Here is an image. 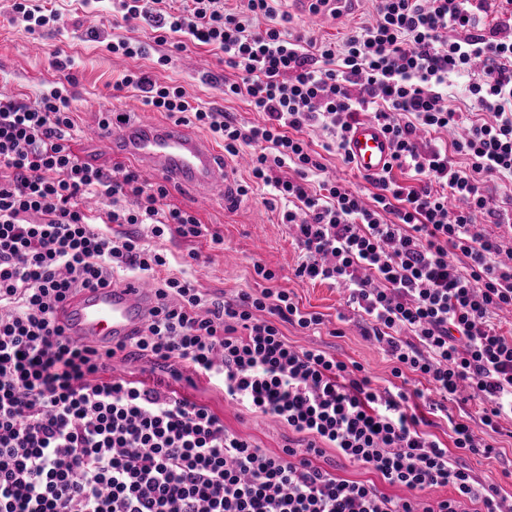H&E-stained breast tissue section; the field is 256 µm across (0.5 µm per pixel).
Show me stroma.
Segmentation results:
<instances>
[{
  "label": "stroma",
  "mask_w": 512,
  "mask_h": 512,
  "mask_svg": "<svg viewBox=\"0 0 512 512\" xmlns=\"http://www.w3.org/2000/svg\"><path fill=\"white\" fill-rule=\"evenodd\" d=\"M51 5L61 14V28L33 34L26 30L24 22L9 23L12 0H0V85L20 97L36 99L61 79L52 65L55 55L71 57L75 78L70 88L71 109L76 125L71 146L94 164L117 176L128 166L127 160L113 156L111 136L99 129L105 113L126 114L134 123L165 118L164 113L145 106L140 92L134 89L113 93V84L137 68L153 70L160 82L183 86L200 107H217L235 113L245 122L258 120V113L246 101L225 98L224 81L233 78L234 73L225 67L222 53L192 44L180 51L163 50L156 45V33L148 24L113 25L110 0H98L92 12L81 9L78 0H52ZM275 8L291 17L292 27L305 28L307 34L320 41L341 40L350 29L374 18L370 0H351L340 7L337 16L324 17L319 23L298 9L293 0H277ZM118 38L150 44V57L129 59L113 55L106 45ZM162 53L169 54V64L154 68L153 56ZM268 198L267 189L260 187L236 195L231 204L218 201L203 209L192 191L170 186L169 202L195 213L201 223L224 237L223 251L213 253L201 240H167L170 273L183 271L188 253H208L207 263L194 274L196 286L209 295L229 297L254 287L253 265H265L277 274V287L292 292L302 310L323 317V325L315 330L282 324L281 330L291 343L314 346L345 362L359 363L375 387H392V364L379 344L363 337V323L347 306L343 288L318 281L301 282L294 277L300 251L282 222V204H269ZM179 388L183 394L207 403L229 429L259 446L276 451L287 444L290 433L286 427L225 401L222 389L206 378L193 377L192 381L180 382ZM496 447V454L468 455L464 461L475 475L496 482L502 495L512 497V416L501 419Z\"/></svg>",
  "instance_id": "35a3bbf8"
}]
</instances>
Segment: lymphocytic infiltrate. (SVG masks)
Returning a JSON list of instances; mask_svg holds the SVG:
<instances>
[{"mask_svg":"<svg viewBox=\"0 0 512 512\" xmlns=\"http://www.w3.org/2000/svg\"><path fill=\"white\" fill-rule=\"evenodd\" d=\"M373 22L341 42L291 31L273 0H113L112 16L144 21L158 42L220 51L260 122L194 105L185 88L131 71L115 91H139L176 123L208 129L229 156L248 152L253 185L283 203L303 253L299 281L343 286L383 343L394 377L412 372L444 398L468 390L479 417L450 419L447 440L424 430L420 390L380 391L363 366L289 343L281 330L321 325L276 273L255 264L261 288L213 297L168 274L165 236L224 238L169 203L137 168L114 179L79 158L67 89L35 100L0 95V512H512L497 484L475 477L455 450L495 453L512 413V335L494 322L512 309V249L476 222L512 214L484 188L512 176V0H373ZM504 19L489 34L490 10ZM481 116L464 124L448 103L453 79ZM374 121L393 144L363 199L327 177L304 134L327 131L344 155L350 128ZM465 127L453 146L419 131ZM292 169V177L281 169ZM409 173L412 183L398 180ZM98 198L91 214L85 201ZM145 224L156 238L125 232ZM157 284L143 330L112 349L65 336L55 312L68 293L113 283L115 272ZM126 353L166 371L153 382L116 377ZM298 437L274 453L230 430L208 405L179 393L183 371ZM377 475L343 478L337 459ZM401 486L406 496L383 492ZM452 487L432 500L430 489Z\"/></svg>","mask_w":512,"mask_h":512,"instance_id":"f902f5d3","label":"lymphocytic infiltrate"}]
</instances>
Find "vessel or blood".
<instances>
[{
  "label": "vessel or blood",
  "instance_id": "obj_1",
  "mask_svg": "<svg viewBox=\"0 0 512 512\" xmlns=\"http://www.w3.org/2000/svg\"><path fill=\"white\" fill-rule=\"evenodd\" d=\"M151 171L188 184L201 203L222 198L232 201V175L206 141L188 134L181 125L128 124L112 145ZM345 150L362 173H381L392 157L389 137L366 120L349 133ZM157 301L153 285L129 279L105 287L89 288L70 296L57 312L67 336L76 342L112 348L145 326Z\"/></svg>",
  "mask_w": 512,
  "mask_h": 512
}]
</instances>
